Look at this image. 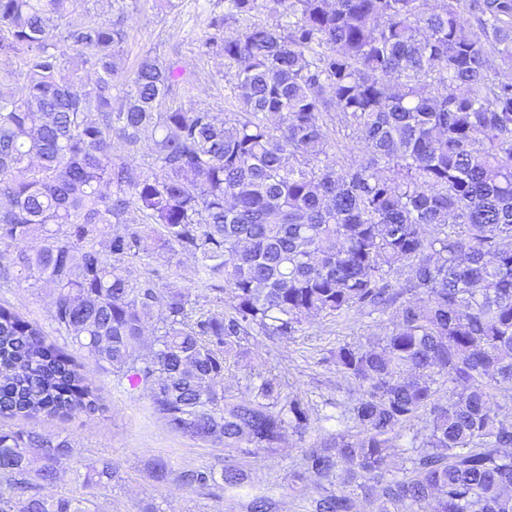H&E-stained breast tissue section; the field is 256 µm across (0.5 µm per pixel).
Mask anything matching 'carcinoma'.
<instances>
[{
    "mask_svg": "<svg viewBox=\"0 0 512 512\" xmlns=\"http://www.w3.org/2000/svg\"><path fill=\"white\" fill-rule=\"evenodd\" d=\"M90 2L0 0V253L14 255L0 284L52 285L57 333L170 431L242 455L311 424L275 375L220 388L253 331L390 309L383 336L333 354L361 396L334 403L343 432L300 459L328 482L312 512H360L361 493L376 512H512V421L491 410L512 400V81L490 72L494 55L512 64V0H224L207 40L234 69L224 120L162 110L185 71L150 54L113 111L126 10L101 19ZM330 122L362 144L358 165L337 170ZM164 250L197 258L228 311L124 267ZM101 409L84 369L0 306V415ZM414 421L409 466L391 471ZM69 448L0 430V512H99L26 493ZM244 478L237 464L179 474L190 488ZM111 482V462L85 466V487Z\"/></svg>",
    "mask_w": 512,
    "mask_h": 512,
    "instance_id": "cac0c4a2",
    "label": "carcinoma"
}]
</instances>
